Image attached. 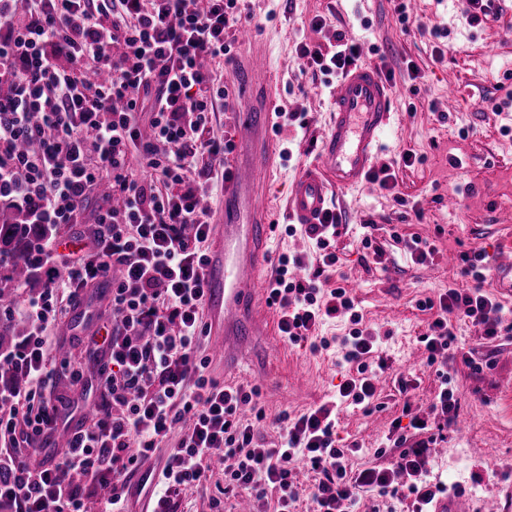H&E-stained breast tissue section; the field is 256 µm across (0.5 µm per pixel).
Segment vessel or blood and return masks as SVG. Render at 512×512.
I'll list each match as a JSON object with an SVG mask.
<instances>
[{
	"label": "vessel or blood",
	"mask_w": 512,
	"mask_h": 512,
	"mask_svg": "<svg viewBox=\"0 0 512 512\" xmlns=\"http://www.w3.org/2000/svg\"><path fill=\"white\" fill-rule=\"evenodd\" d=\"M266 71L265 56L255 55L245 68L253 90L266 89ZM329 100L330 126L320 140L317 159L295 177L288 198V219L295 224L321 223L333 194L367 183L394 109L389 85L366 63L351 67L336 81ZM233 119L239 142L226 164L224 217L213 227V248L203 269L211 351L228 372L255 337L277 336L266 287L269 245L277 226L258 199V187L275 163V114L258 101Z\"/></svg>",
	"instance_id": "obj_1"
}]
</instances>
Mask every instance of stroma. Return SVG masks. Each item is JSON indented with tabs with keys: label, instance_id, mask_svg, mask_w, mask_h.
Segmentation results:
<instances>
[{
	"label": "stroma",
	"instance_id": "obj_1",
	"mask_svg": "<svg viewBox=\"0 0 512 512\" xmlns=\"http://www.w3.org/2000/svg\"><path fill=\"white\" fill-rule=\"evenodd\" d=\"M400 0H240L251 15L256 44L266 53L270 70L271 111L300 112L303 124L275 134L279 166L264 185V202L278 226L270 244L273 255L300 258L312 269L320 250L304 228L287 230L288 190L302 168L317 158L329 122L328 91L335 76L310 77L298 65L297 46L314 41L333 48L338 34L372 44L365 63L391 71L395 110L381 141L380 156L394 175L395 186L371 184L334 196L331 206L339 225L330 249L339 262L329 271L327 288L342 287L353 298L362 325L376 339L372 362H386L369 406L342 403L336 409L338 447L349 449L348 466L358 470L389 465L402 449L432 439L427 465L431 482L465 490L468 512H512V293L495 279L499 257L512 244V0H495L500 12L481 24L471 23L462 0H416L410 18L441 31V38L405 28ZM326 23L312 30L309 22ZM443 48L436 58L435 48ZM235 65L219 71L229 90L228 106H216L215 135L236 139L233 115L246 107L236 92L238 66L251 46L234 42ZM501 112H494L497 103ZM412 154V165L403 157ZM455 207H448V200ZM415 238L434 253L412 260L407 248ZM485 256V289L504 308L495 337L484 325L452 317L455 340L448 352V378L440 380L420 338L436 310L424 308L448 288L472 286L448 255ZM107 303L104 289L91 290L58 330L63 347L82 349V339ZM346 316L328 318L317 335L331 339L317 352L285 344L271 355L266 342L256 343L232 373L210 365L215 379L238 383L250 378L260 391L266 417L254 424V440L265 448L281 443L277 417L310 412L331 401L349 369L341 362L337 338L348 335ZM287 384L281 394L266 387L267 375ZM458 398L455 416L437 409L442 388ZM427 423L410 429L405 409ZM172 441L150 453L130 478L129 512H143L155 489L153 478L164 468ZM246 493L224 492V466L212 460L208 478L188 492L178 512H242Z\"/></svg>",
	"mask_w": 512,
	"mask_h": 512
}]
</instances>
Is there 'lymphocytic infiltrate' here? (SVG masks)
Instances as JSON below:
<instances>
[{
  "label": "lymphocytic infiltrate",
  "mask_w": 512,
  "mask_h": 512,
  "mask_svg": "<svg viewBox=\"0 0 512 512\" xmlns=\"http://www.w3.org/2000/svg\"><path fill=\"white\" fill-rule=\"evenodd\" d=\"M237 2L0 0V207L15 209L21 223L53 229L35 243L43 287L24 309L28 331L13 350L0 351V373L20 377L0 388V503L10 512H83V488L103 497L104 512H127V476L175 431L180 438L160 474L165 491L154 512H177L178 498L206 478L216 449L225 493L243 489L262 504L276 493L274 512H289L297 500L290 469L297 459L318 475L313 512H350L362 491L397 495L399 471L414 478L412 512H430L448 491L424 479L423 447L403 449L387 466L349 470L347 449L336 445V409L325 404L278 417L283 446L257 447L241 417L256 390L212 378L198 353L207 333L205 200L233 148L212 133L211 114L216 100L229 97L216 70L234 61L226 31L239 22ZM298 53L308 69L331 75L353 65L359 48L341 33L334 50L305 42ZM102 188L106 196L88 210ZM337 223L332 214L308 226L323 250L312 272L295 276L300 259L282 255L270 286L288 343L328 348L327 338L314 342L311 333L324 318L348 315L352 328L340 349L356 373L337 397L360 405L376 392L367 361L374 338L360 329L346 290L322 281L337 263L325 240ZM72 224L90 225L85 247L58 252L55 231ZM461 260L475 284L440 295V315L422 337L434 360L448 356L449 317L480 322L490 337L502 320V305L484 290L483 254ZM105 281L110 317L86 337L83 358L64 362L97 397V416L49 466L38 456L63 414L46 332ZM89 358L97 363L90 378Z\"/></svg>",
  "instance_id": "1"
}]
</instances>
